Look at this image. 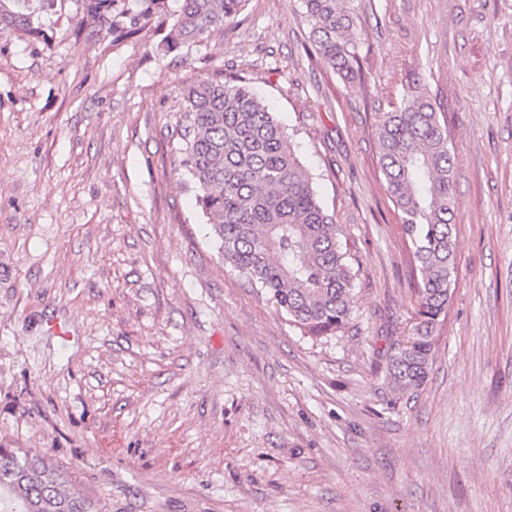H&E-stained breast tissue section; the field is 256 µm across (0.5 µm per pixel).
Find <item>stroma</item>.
Masks as SVG:
<instances>
[{"mask_svg":"<svg viewBox=\"0 0 512 512\" xmlns=\"http://www.w3.org/2000/svg\"><path fill=\"white\" fill-rule=\"evenodd\" d=\"M363 74L310 55L301 0H247L190 55L56 0L0 32V445L101 512H512V0H349ZM249 79L357 273L315 340L225 267L182 165L184 87ZM456 157L455 288L424 386L376 116L413 81Z\"/></svg>","mask_w":512,"mask_h":512,"instance_id":"obj_1","label":"stroma"}]
</instances>
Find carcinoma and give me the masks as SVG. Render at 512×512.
Returning a JSON list of instances; mask_svg holds the SVG:
<instances>
[{
  "instance_id": "obj_1",
  "label": "carcinoma",
  "mask_w": 512,
  "mask_h": 512,
  "mask_svg": "<svg viewBox=\"0 0 512 512\" xmlns=\"http://www.w3.org/2000/svg\"><path fill=\"white\" fill-rule=\"evenodd\" d=\"M116 0H86L100 17ZM135 0L112 19L118 40L135 37L155 15L171 20L156 50L197 51L245 0ZM316 52L338 73L361 69L353 36L357 17L344 0H302ZM54 0H0V30L48 39L43 16ZM183 164L197 208L211 226L224 264L288 316L303 335L326 338L346 327L355 304L356 273L340 229L312 188L294 144L275 113L249 83L224 74L183 90ZM379 163L401 212L415 273L411 303L417 322L387 357L385 378L415 392L427 377L435 330L447 316L455 284L457 242L452 232L455 157L448 124L418 83L402 104L379 114L374 128ZM63 470L22 448L0 446V512H94V504L64 489Z\"/></svg>"
}]
</instances>
